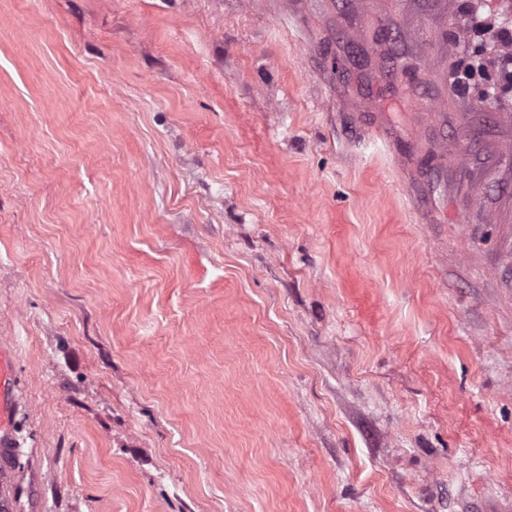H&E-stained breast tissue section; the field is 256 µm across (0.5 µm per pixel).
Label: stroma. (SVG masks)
<instances>
[{
    "instance_id": "1",
    "label": "stroma",
    "mask_w": 512,
    "mask_h": 512,
    "mask_svg": "<svg viewBox=\"0 0 512 512\" xmlns=\"http://www.w3.org/2000/svg\"><path fill=\"white\" fill-rule=\"evenodd\" d=\"M512 0H0L12 512H512Z\"/></svg>"
}]
</instances>
